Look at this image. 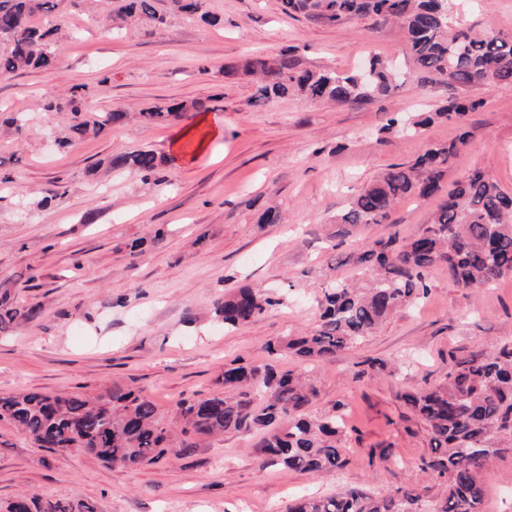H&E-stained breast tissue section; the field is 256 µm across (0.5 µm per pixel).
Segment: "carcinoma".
I'll use <instances>...</instances> for the list:
<instances>
[{
    "instance_id": "obj_1",
    "label": "carcinoma",
    "mask_w": 512,
    "mask_h": 512,
    "mask_svg": "<svg viewBox=\"0 0 512 512\" xmlns=\"http://www.w3.org/2000/svg\"><path fill=\"white\" fill-rule=\"evenodd\" d=\"M174 10L200 15L206 0H171ZM49 0H0V73L28 69H53L59 28L37 25L34 17L48 9ZM287 15L300 14L307 21L338 26L356 18L376 24L396 23L406 34L413 63L431 84L462 86L512 83V37L448 34L450 0H280ZM144 17L151 32L168 25L153 0H123L110 20ZM256 79L254 104L296 92L311 101L338 104L363 103L376 94L399 86L400 76L382 59L372 56L365 70L299 68L295 49L274 58L255 57L241 65L224 66V77L239 74ZM87 92L82 86L69 89L66 102L55 96L44 103L46 112H68L77 120L69 126L75 135L104 132L124 123L126 111L102 112L94 120H78ZM479 100L448 104L408 122L403 113L391 115L381 131L389 135L421 134L437 121L458 126L460 134L447 143H429L412 163L396 164L356 193L348 208L336 217L335 237L353 235L363 224H381L402 201L428 198L443 190L448 167L465 144L468 112ZM208 111L203 101L190 106L154 105L140 116L155 121L180 122L189 111ZM164 163L151 150L112 156L114 171L134 170L148 178ZM340 265L369 269L365 288L339 281L323 291L319 323L302 336L268 341L266 351L299 361L327 362L346 348L373 335L390 317L410 308L431 291L428 276L445 266L456 285L480 290L512 276V192L481 170H473L448 193V200L433 213L421 232L408 240L391 235L337 259ZM282 299L264 290L243 286L215 306L224 327L237 329L261 318ZM41 305L18 308L9 293H0V332L19 319L31 321ZM217 385L237 390L230 397L215 393L177 403L169 424L160 421L156 405L132 390L114 387L93 397L24 391L0 397V420L6 419L28 434L34 444L50 451L82 449L100 461L135 471L168 454L182 456L197 448L200 437L253 430L263 464L329 475L346 464L342 418L326 414L313 418L306 408L315 396L312 384L290 370L272 365L233 364ZM404 401L426 426L438 456L428 468L446 487L432 512H481L484 483L490 457L512 446V342L486 356L455 361L445 382ZM422 496L398 490L391 497L367 493L334 494L302 498L286 512H420ZM4 512H70L58 503L24 494L4 506Z\"/></svg>"
}]
</instances>
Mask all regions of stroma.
<instances>
[{
  "label": "stroma",
  "instance_id": "1",
  "mask_svg": "<svg viewBox=\"0 0 512 512\" xmlns=\"http://www.w3.org/2000/svg\"><path fill=\"white\" fill-rule=\"evenodd\" d=\"M54 4L45 18L60 27L56 68L0 74V105L31 117L21 137L0 125V292L43 308L39 318L0 334V395L95 394L118 385L148 396L167 420L178 401L215 393L225 364L268 361V340L316 325L330 281L367 280V272L334 269L335 257L391 234H417L444 201H406L385 223L362 226L339 245L329 239L362 186L427 144L458 135L453 124L437 122L419 137L384 139L387 113L434 110L453 97L482 100L444 187L479 169L512 192V83L428 85L410 64L398 89L368 103L289 95L254 106L253 80L224 76L225 64L289 47L308 69L352 70L371 52L403 59L396 25L355 19L327 27L282 13L279 0H206L215 23L176 16L150 34L135 24L113 29L104 20L109 0ZM450 23L456 31L511 36L512 0H451ZM74 85L86 86L93 112L207 102L224 137L201 153L186 148L176 164L167 159L169 144L195 119H135L56 147L61 116L41 106ZM140 149L165 157L155 177L107 172L112 156ZM55 183L64 195L42 204ZM274 202L286 223H260ZM157 232L164 240L155 245ZM135 242L140 250H132ZM429 283L417 308L332 361H277L313 380L309 415L343 405L347 464L336 473L262 465L247 431L199 440L191 454L130 471L81 451L36 447L1 420L0 506L28 493L92 512H159L164 505L172 512H285L301 496L361 490L385 497L404 487L418 490L429 512L443 487L427 467L434 454L425 426L402 396L444 382L456 360L512 341V277L473 291L439 267ZM244 285L285 291L288 303L225 329L214 305ZM369 357L396 364V372L357 376ZM380 449L387 459H370ZM489 472L483 512H512L511 448L491 458Z\"/></svg>",
  "mask_w": 512,
  "mask_h": 512
}]
</instances>
